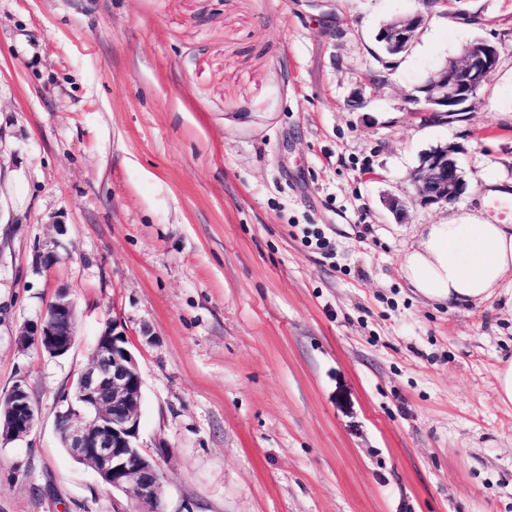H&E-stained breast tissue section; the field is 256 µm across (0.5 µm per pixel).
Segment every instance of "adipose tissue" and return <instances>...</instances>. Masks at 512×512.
Masks as SVG:
<instances>
[{
  "label": "adipose tissue",
  "mask_w": 512,
  "mask_h": 512,
  "mask_svg": "<svg viewBox=\"0 0 512 512\" xmlns=\"http://www.w3.org/2000/svg\"><path fill=\"white\" fill-rule=\"evenodd\" d=\"M399 271L435 303L467 307L501 299L512 308V224L468 219L422 225Z\"/></svg>",
  "instance_id": "1"
}]
</instances>
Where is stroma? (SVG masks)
Listing matches in <instances>:
<instances>
[{
  "mask_svg": "<svg viewBox=\"0 0 512 512\" xmlns=\"http://www.w3.org/2000/svg\"><path fill=\"white\" fill-rule=\"evenodd\" d=\"M418 7L0 0V394L22 382L37 412L0 444V512L131 508L56 430L113 318L164 512H512V313L398 269L421 225L512 224V0H458L473 23L383 54ZM477 39L499 61L471 112L424 124L410 94ZM440 145L468 191L425 208L407 175ZM62 290L73 349L20 346ZM495 378L498 402L505 407H512V355L500 359Z\"/></svg>",
  "mask_w": 512,
  "mask_h": 512,
  "instance_id": "stroma-1",
  "label": "stroma"
}]
</instances>
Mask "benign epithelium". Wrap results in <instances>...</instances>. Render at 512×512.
I'll return each mask as SVG.
<instances>
[{
	"label": "benign epithelium",
	"instance_id": "obj_1",
	"mask_svg": "<svg viewBox=\"0 0 512 512\" xmlns=\"http://www.w3.org/2000/svg\"><path fill=\"white\" fill-rule=\"evenodd\" d=\"M423 9L384 23L378 42L392 53L407 51L418 30L448 0H418ZM498 48L488 40L464 48L452 65L433 71L408 98L413 111L430 125H444L470 111L484 82L495 71ZM424 207L456 202L467 191L458 161L446 146L429 150L408 175ZM76 307L64 291L36 323L23 327L18 341L35 345L52 357L67 354L75 343ZM143 379L121 324L109 320L97 336L89 362L75 380L74 399H64L56 427L64 448L112 489L127 493L136 506L130 512H163L162 475L155 459L137 446ZM0 402V443L31 432L36 410L21 382Z\"/></svg>",
	"mask_w": 512,
	"mask_h": 512
}]
</instances>
